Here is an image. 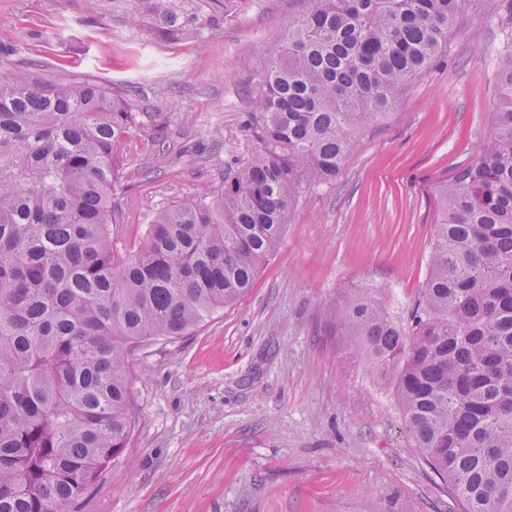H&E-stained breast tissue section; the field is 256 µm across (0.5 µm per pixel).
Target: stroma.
Segmentation results:
<instances>
[{
  "label": "stroma",
  "mask_w": 512,
  "mask_h": 512,
  "mask_svg": "<svg viewBox=\"0 0 512 512\" xmlns=\"http://www.w3.org/2000/svg\"><path fill=\"white\" fill-rule=\"evenodd\" d=\"M302 0H0V74L94 79L142 121L116 185L119 248L152 212L219 187L258 147L264 59ZM497 0H467L441 56L304 189L252 288L190 334L129 355L135 427L78 512H460L342 326L384 289L408 326L439 190L473 163L498 101Z\"/></svg>",
  "instance_id": "1"
}]
</instances>
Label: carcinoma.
Here are the masks:
<instances>
[{
    "mask_svg": "<svg viewBox=\"0 0 512 512\" xmlns=\"http://www.w3.org/2000/svg\"><path fill=\"white\" fill-rule=\"evenodd\" d=\"M467 0H310L259 73V149L157 212L117 251L114 188L140 128L128 94L0 75V512H73L135 426L128 353L233 305L302 189L336 179L448 43ZM483 152L440 189L411 332L383 292L345 298L347 335L393 392L462 512H512V0Z\"/></svg>",
    "mask_w": 512,
    "mask_h": 512,
    "instance_id": "cac0c4a2",
    "label": "carcinoma"
}]
</instances>
